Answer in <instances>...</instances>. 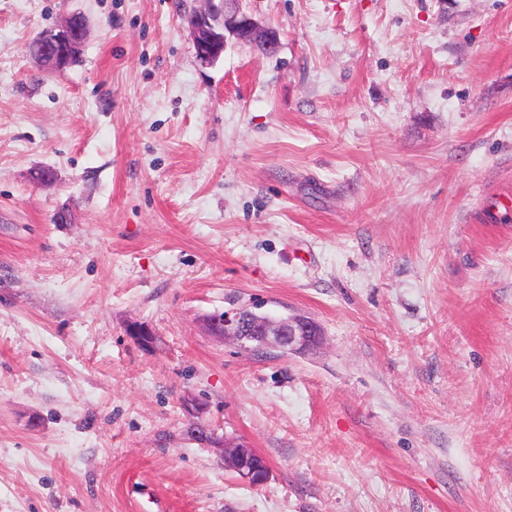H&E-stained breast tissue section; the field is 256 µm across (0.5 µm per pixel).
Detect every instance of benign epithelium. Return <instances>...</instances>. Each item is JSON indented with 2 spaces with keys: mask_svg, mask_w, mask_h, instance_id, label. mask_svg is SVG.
Returning <instances> with one entry per match:
<instances>
[{
  "mask_svg": "<svg viewBox=\"0 0 512 512\" xmlns=\"http://www.w3.org/2000/svg\"><path fill=\"white\" fill-rule=\"evenodd\" d=\"M205 7L188 17L195 57L203 66L215 65L232 39L256 44L265 53L278 50L279 34L243 11L241 0H204ZM86 38L81 17L72 15L64 24L40 35L38 66L63 70L71 65L74 51ZM205 330L221 341H232L245 350L275 348L293 355L316 353L324 344V332L312 318L289 314L273 318L242 307L203 318ZM129 335L145 348L153 347L155 336L143 326H134ZM205 443L222 450L224 465L252 485L269 477L267 466L250 461L251 448L237 439L208 432Z\"/></svg>",
  "mask_w": 512,
  "mask_h": 512,
  "instance_id": "1",
  "label": "benign epithelium"
}]
</instances>
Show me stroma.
<instances>
[{
  "instance_id": "35a3bbf8",
  "label": "stroma",
  "mask_w": 512,
  "mask_h": 512,
  "mask_svg": "<svg viewBox=\"0 0 512 512\" xmlns=\"http://www.w3.org/2000/svg\"><path fill=\"white\" fill-rule=\"evenodd\" d=\"M203 6L0 0V512H512V0H243L211 67ZM241 0H204L205 7L188 17L195 57L202 66H214L229 40L256 44L265 53H275L279 34L243 11ZM77 15L73 14L64 24L42 32L37 51L39 67L60 71L71 65L75 49L86 38V26ZM66 46L68 51L61 52L60 48ZM205 330L221 341H232L244 350L275 348L306 356L324 344V332L312 318L288 314L273 318L242 307L203 318ZM203 440L213 448H221L224 465L237 473L243 480L252 485H261L268 479V467L251 463L249 452H252L254 455L255 451L253 448H249L246 443L224 435L218 436L215 432L207 431Z\"/></svg>"
}]
</instances>
